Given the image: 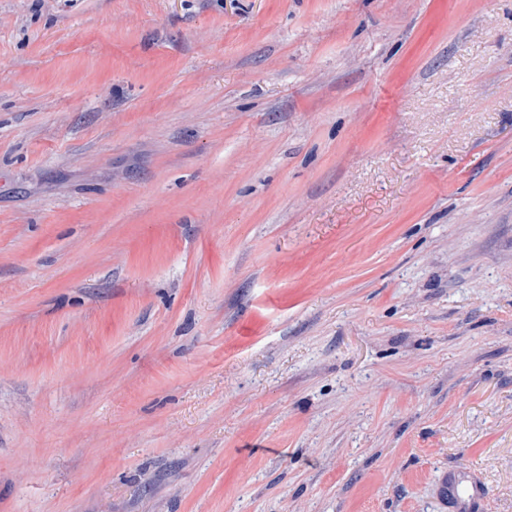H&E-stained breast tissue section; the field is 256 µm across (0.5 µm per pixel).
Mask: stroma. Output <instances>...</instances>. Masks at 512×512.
Masks as SVG:
<instances>
[{
    "label": "stroma",
    "instance_id": "35a3bbf8",
    "mask_svg": "<svg viewBox=\"0 0 512 512\" xmlns=\"http://www.w3.org/2000/svg\"><path fill=\"white\" fill-rule=\"evenodd\" d=\"M512 512V0H0V512Z\"/></svg>",
    "mask_w": 512,
    "mask_h": 512
}]
</instances>
